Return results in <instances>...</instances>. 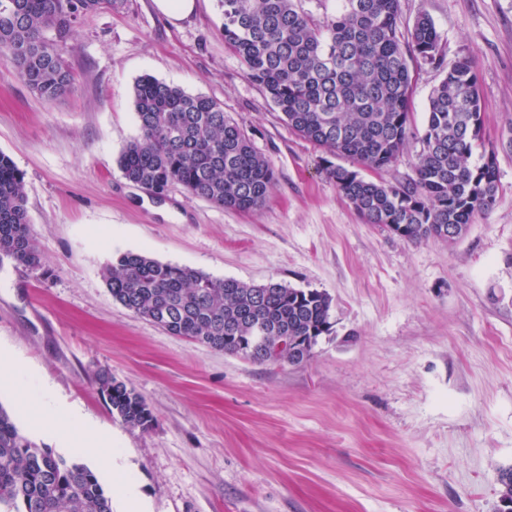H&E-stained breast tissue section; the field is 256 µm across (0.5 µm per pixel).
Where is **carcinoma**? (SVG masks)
I'll return each mask as SVG.
<instances>
[{
    "mask_svg": "<svg viewBox=\"0 0 512 512\" xmlns=\"http://www.w3.org/2000/svg\"><path fill=\"white\" fill-rule=\"evenodd\" d=\"M217 0L224 43L280 119L329 155L383 171L408 139L412 76L408 60L442 68L440 34L419 13L400 32V0ZM123 0H0V50L13 76L41 98L73 89L64 57L80 15L117 9ZM139 134L121 152L125 178L161 195L173 184L227 210L264 205L273 188L271 162L228 119L217 101L151 76L134 88ZM482 117L474 61L464 56L432 91L415 176L391 183L324 160L323 171L368 224L405 226L404 239L462 231L496 202L495 151L471 161ZM23 175L0 152V255L41 267L29 234ZM112 299L172 336L233 355L249 337L315 341L331 328L332 299L280 282L248 284L124 252L106 267ZM96 381L112 414L148 430L145 399L102 369ZM496 512L512 509V468L500 472ZM0 512H112V499L89 467L24 435L0 405Z\"/></svg>",
    "mask_w": 512,
    "mask_h": 512,
    "instance_id": "cac0c4a2",
    "label": "carcinoma"
}]
</instances>
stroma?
I'll use <instances>...</instances> for the list:
<instances>
[{"mask_svg":"<svg viewBox=\"0 0 512 512\" xmlns=\"http://www.w3.org/2000/svg\"><path fill=\"white\" fill-rule=\"evenodd\" d=\"M427 12L444 68L411 60L408 142L383 179L412 177L431 91L476 63L495 207L455 244L410 242L364 223L322 171L325 152L283 123L224 44L216 0L172 22L152 0L79 16L75 90L41 99L0 52V152L23 174L33 270L0 257V347L23 384L0 380L19 429L59 454L73 434L32 428L44 397L113 435L143 512H495L512 466V0H400ZM219 102L268 158L267 202L231 211L169 187L155 196L117 159L138 134L137 80ZM138 251L245 283L270 279L332 299L329 335L300 365H257L169 335L113 301L103 268ZM155 420L113 416L100 369Z\"/></svg>","mask_w":512,"mask_h":512,"instance_id":"1","label":"stroma"}]
</instances>
